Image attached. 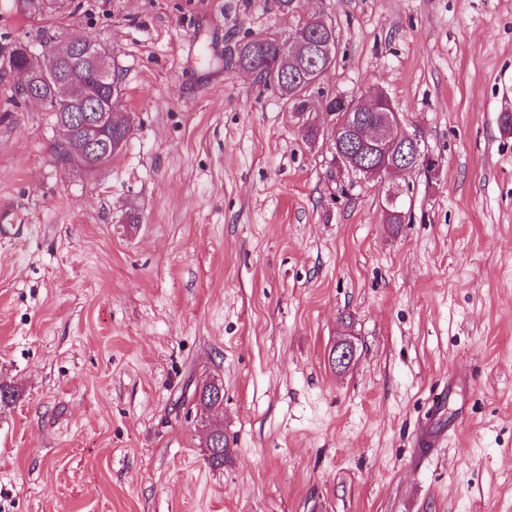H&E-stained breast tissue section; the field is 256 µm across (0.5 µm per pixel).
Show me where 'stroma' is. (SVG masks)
<instances>
[{
  "label": "stroma",
  "mask_w": 512,
  "mask_h": 512,
  "mask_svg": "<svg viewBox=\"0 0 512 512\" xmlns=\"http://www.w3.org/2000/svg\"><path fill=\"white\" fill-rule=\"evenodd\" d=\"M313 16L338 55L310 142L224 49ZM56 32L110 48L130 136L62 167L0 68V512H512V0H0V58ZM371 88L436 161L400 224L325 133ZM205 446L208 449V460L213 468H221L228 454V442L224 439V431L220 429H210Z\"/></svg>",
  "instance_id": "35a3bbf8"
}]
</instances>
